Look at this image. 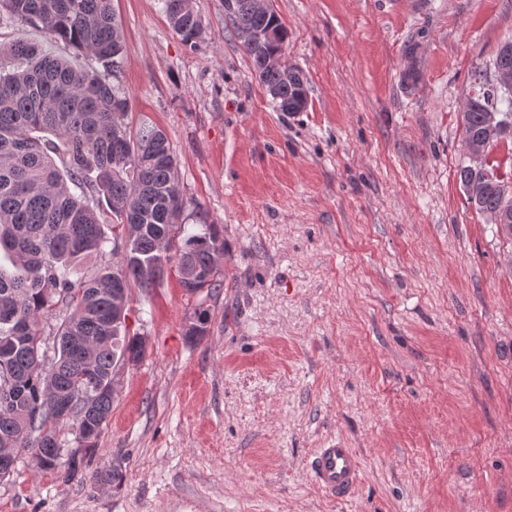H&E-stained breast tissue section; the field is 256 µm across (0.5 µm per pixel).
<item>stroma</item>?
Instances as JSON below:
<instances>
[{"mask_svg": "<svg viewBox=\"0 0 512 512\" xmlns=\"http://www.w3.org/2000/svg\"><path fill=\"white\" fill-rule=\"evenodd\" d=\"M272 5L302 112L275 110L224 0H193V48L161 0H112L128 120L167 133L188 231L222 226L221 286L187 293L171 264L134 292L148 351L89 468L65 485L21 454L0 512H512V238L456 178L465 96L494 74L512 0ZM15 40L99 67L0 19ZM337 437L361 468L343 501L307 469Z\"/></svg>", "mask_w": 512, "mask_h": 512, "instance_id": "obj_1", "label": "stroma"}]
</instances>
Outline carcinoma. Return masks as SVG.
I'll use <instances>...</instances> for the list:
<instances>
[{
	"label": "carcinoma",
	"instance_id": "obj_1",
	"mask_svg": "<svg viewBox=\"0 0 512 512\" xmlns=\"http://www.w3.org/2000/svg\"><path fill=\"white\" fill-rule=\"evenodd\" d=\"M163 9L185 45L196 46L194 8L163 0ZM2 12L104 67L79 69L33 42L0 44V459L32 448L39 470L70 482L85 459L63 451L61 429H75V441L97 450L112 414L118 362L146 353L112 318L134 289L160 285L173 259L188 267L181 278L187 292L213 293L224 231L201 224L186 232L167 134L146 117L128 122L127 97L109 77L122 64L125 40L112 0H0ZM228 16L277 110L308 93L301 69L285 77L275 66L280 42L247 38L272 17L240 7ZM494 109L512 116V91L478 84L462 131L480 136ZM456 176L478 212L493 217L512 208V197L467 165ZM106 212L114 218L107 226ZM118 224L129 225L134 252L115 261L107 230ZM52 317L59 324L50 336L40 325ZM195 317L197 330L185 331L192 342L209 332L207 310Z\"/></svg>",
	"mask_w": 512,
	"mask_h": 512
}]
</instances>
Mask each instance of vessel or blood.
I'll use <instances>...</instances> for the list:
<instances>
[{
    "label": "vessel or blood",
    "mask_w": 512,
    "mask_h": 512,
    "mask_svg": "<svg viewBox=\"0 0 512 512\" xmlns=\"http://www.w3.org/2000/svg\"><path fill=\"white\" fill-rule=\"evenodd\" d=\"M308 469L314 483L329 497L343 500L351 497L357 487L360 466L355 449L335 441L330 447L316 449Z\"/></svg>",
    "instance_id": "vessel-or-blood-1"
}]
</instances>
